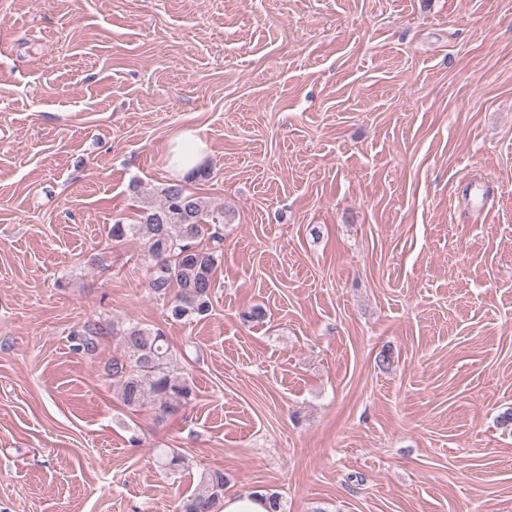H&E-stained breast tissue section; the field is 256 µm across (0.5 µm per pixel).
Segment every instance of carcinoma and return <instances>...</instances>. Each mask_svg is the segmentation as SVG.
<instances>
[{
  "instance_id": "carcinoma-1",
  "label": "carcinoma",
  "mask_w": 512,
  "mask_h": 512,
  "mask_svg": "<svg viewBox=\"0 0 512 512\" xmlns=\"http://www.w3.org/2000/svg\"><path fill=\"white\" fill-rule=\"evenodd\" d=\"M222 223L224 208L213 206L206 198L188 192L182 183L172 181L160 189L157 198L143 200L139 221H116L110 236L116 242L135 239L143 243L149 261L150 292L164 298L176 289L170 299L169 316L194 322L206 318L212 310L214 274L223 259L224 238L219 231H210V226ZM206 236L214 242L209 248L200 246ZM101 331L94 324L84 326L77 334L74 350L94 354ZM112 333L120 336L122 351L112 357L108 376L126 408L137 411L149 405L162 419L191 401L192 388L175 369L161 332L130 323L120 330L112 329ZM159 463L165 471L176 473L185 459L171 449L159 456ZM225 483L221 470L202 473L180 512H219Z\"/></svg>"
}]
</instances>
